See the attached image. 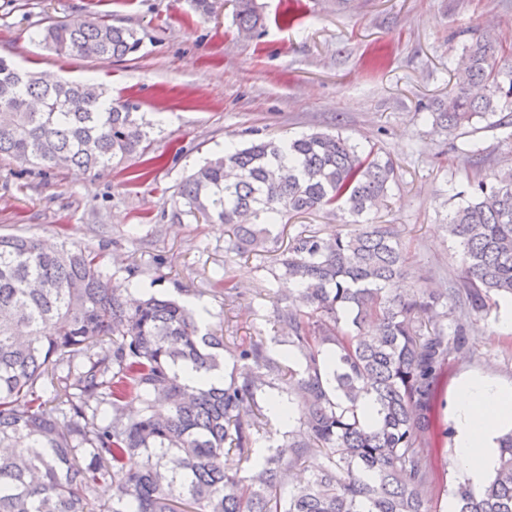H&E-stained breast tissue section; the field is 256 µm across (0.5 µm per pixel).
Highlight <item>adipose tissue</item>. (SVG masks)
Returning a JSON list of instances; mask_svg holds the SVG:
<instances>
[{
	"mask_svg": "<svg viewBox=\"0 0 512 512\" xmlns=\"http://www.w3.org/2000/svg\"><path fill=\"white\" fill-rule=\"evenodd\" d=\"M453 412L462 479L481 486L497 463L499 438L512 428V386L479 373L467 375L455 392Z\"/></svg>",
	"mask_w": 512,
	"mask_h": 512,
	"instance_id": "adipose-tissue-1",
	"label": "adipose tissue"
}]
</instances>
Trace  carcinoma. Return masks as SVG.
Returning <instances> with one entry per match:
<instances>
[{
	"label": "carcinoma",
	"mask_w": 512,
	"mask_h": 512,
	"mask_svg": "<svg viewBox=\"0 0 512 512\" xmlns=\"http://www.w3.org/2000/svg\"><path fill=\"white\" fill-rule=\"evenodd\" d=\"M234 22L257 28L254 0H235ZM36 36L58 55L99 59L141 43L133 28L82 16ZM508 112L512 68L480 37L432 127L451 134L499 114L507 128ZM151 130L101 84L48 81L0 57V159L90 172L143 154ZM396 178L390 157L316 131L229 148L176 186L177 215L228 225L240 253L264 251L268 225L297 215L326 210L354 225L327 238L304 229L274 258L273 277L291 284L276 304L286 370L258 342L227 349L175 299L129 304L85 247L0 235V512H436L423 494L432 402L448 345L466 344L467 315L512 297V170L473 182L448 214L462 268L445 292L397 287L407 273L399 231L366 219ZM226 349L245 373L212 384ZM181 367L200 382L182 383ZM273 373L288 375L300 428L288 453L242 476L224 457H249L265 418L254 393ZM368 396L370 417L360 411ZM314 452L324 464L282 496L287 473ZM453 496L456 512H512V431L480 492L459 485Z\"/></svg>",
	"instance_id": "1"
}]
</instances>
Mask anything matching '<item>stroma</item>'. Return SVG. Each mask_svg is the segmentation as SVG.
Listing matches in <instances>:
<instances>
[{
	"label": "stroma",
	"mask_w": 512,
	"mask_h": 512,
	"mask_svg": "<svg viewBox=\"0 0 512 512\" xmlns=\"http://www.w3.org/2000/svg\"><path fill=\"white\" fill-rule=\"evenodd\" d=\"M265 24L249 33L232 24V0H216L211 18L190 0H0V57L66 79L92 78L113 98L129 99L153 123L151 176L132 180L137 158L93 173H43L0 161V234L68 238L101 256V269L133 296L168 295L203 308L204 324L226 345L257 341L282 360L284 330L274 316L282 284L270 251L308 229L339 230L323 211L270 227L264 255L237 254L226 226L173 218L181 179L226 143L341 133L364 150L386 152L398 168L379 224L397 225L410 281L446 288L461 258L443 231L457 193L512 169V144L490 120L453 134L435 131L429 113L447 99L452 70L478 36L496 43L500 67H512V0H256ZM89 16L130 27L142 40L124 60L60 56L33 39L48 21ZM477 145L481 155L472 157ZM239 296L225 305L216 282ZM502 307L471 314L467 344L449 347L425 445L433 483L427 495L446 508L460 484L451 430L460 379L483 373L512 384V330Z\"/></svg>",
	"instance_id": "35a3bbf8"
}]
</instances>
